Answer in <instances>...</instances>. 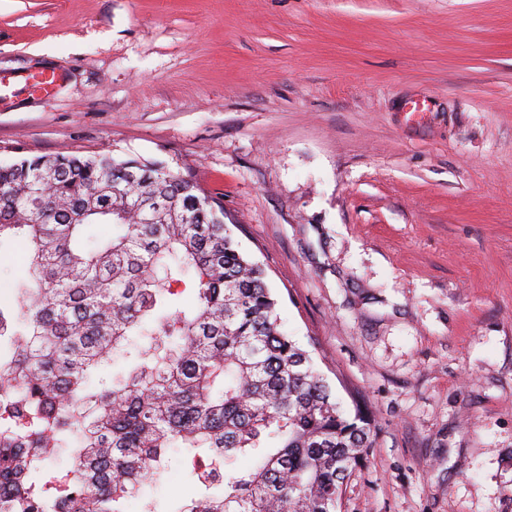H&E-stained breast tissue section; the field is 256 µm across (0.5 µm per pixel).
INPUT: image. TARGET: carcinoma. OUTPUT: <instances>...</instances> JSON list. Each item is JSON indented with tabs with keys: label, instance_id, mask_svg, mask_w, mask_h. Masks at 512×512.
Returning a JSON list of instances; mask_svg holds the SVG:
<instances>
[{
	"label": "carcinoma",
	"instance_id": "1",
	"mask_svg": "<svg viewBox=\"0 0 512 512\" xmlns=\"http://www.w3.org/2000/svg\"><path fill=\"white\" fill-rule=\"evenodd\" d=\"M13 243L0 512H124L172 448L198 492L167 512H340L371 429L281 330L222 202L156 160L1 162L0 248ZM116 354L129 370L103 376Z\"/></svg>",
	"mask_w": 512,
	"mask_h": 512
}]
</instances>
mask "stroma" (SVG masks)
Wrapping results in <instances>:
<instances>
[{"label":"stroma","instance_id":"stroma-1","mask_svg":"<svg viewBox=\"0 0 512 512\" xmlns=\"http://www.w3.org/2000/svg\"><path fill=\"white\" fill-rule=\"evenodd\" d=\"M74 153L223 202L371 422L342 512H512V0H0V161Z\"/></svg>","mask_w":512,"mask_h":512}]
</instances>
